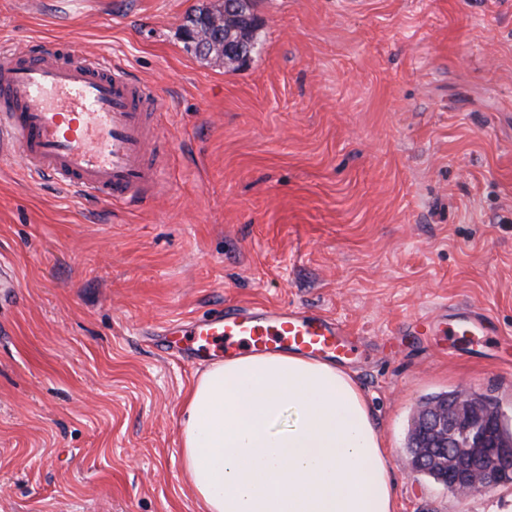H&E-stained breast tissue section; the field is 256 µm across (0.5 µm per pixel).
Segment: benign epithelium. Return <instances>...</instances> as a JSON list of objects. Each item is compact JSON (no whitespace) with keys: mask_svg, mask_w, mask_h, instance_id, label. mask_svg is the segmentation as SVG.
<instances>
[{"mask_svg":"<svg viewBox=\"0 0 512 512\" xmlns=\"http://www.w3.org/2000/svg\"><path fill=\"white\" fill-rule=\"evenodd\" d=\"M453 403L422 411L414 426L419 453L426 448L458 449L453 461L433 457L442 472L437 480L449 492L465 497L490 487L503 473L512 472V444L499 440L496 424L503 415L497 408L474 414L469 408L471 394L458 391Z\"/></svg>","mask_w":512,"mask_h":512,"instance_id":"7a95c632","label":"benign epithelium"}]
</instances>
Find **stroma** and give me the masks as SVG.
Returning a JSON list of instances; mask_svg holds the SVG:
<instances>
[{"label":"stroma","mask_w":512,"mask_h":512,"mask_svg":"<svg viewBox=\"0 0 512 512\" xmlns=\"http://www.w3.org/2000/svg\"><path fill=\"white\" fill-rule=\"evenodd\" d=\"M213 0H0V45L103 54L156 91L165 189L88 202L0 157V512H201L169 321L320 309L391 451L398 512H512L415 471L413 417L469 388L512 421V0H256L240 66L187 50ZM496 349L450 344L452 305ZM430 322L418 326L417 317Z\"/></svg>","instance_id":"stroma-1"}]
</instances>
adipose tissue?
I'll return each mask as SVG.
<instances>
[{
    "label": "adipose tissue",
    "instance_id": "ef3b65f1",
    "mask_svg": "<svg viewBox=\"0 0 512 512\" xmlns=\"http://www.w3.org/2000/svg\"><path fill=\"white\" fill-rule=\"evenodd\" d=\"M183 475L203 512H396L389 452L349 370L246 353L192 383Z\"/></svg>",
    "mask_w": 512,
    "mask_h": 512
}]
</instances>
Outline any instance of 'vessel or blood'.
Segmentation results:
<instances>
[{"label":"vessel or blood","instance_id":"vessel-or-blood-1","mask_svg":"<svg viewBox=\"0 0 512 512\" xmlns=\"http://www.w3.org/2000/svg\"><path fill=\"white\" fill-rule=\"evenodd\" d=\"M156 93L120 65L60 47L0 54V152L20 154L29 173L79 194L125 204L151 200L161 185L160 137L146 122ZM192 362L227 351H291L342 362L358 336L325 313L230 305L223 315L167 330Z\"/></svg>","mask_w":512,"mask_h":512}]
</instances>
